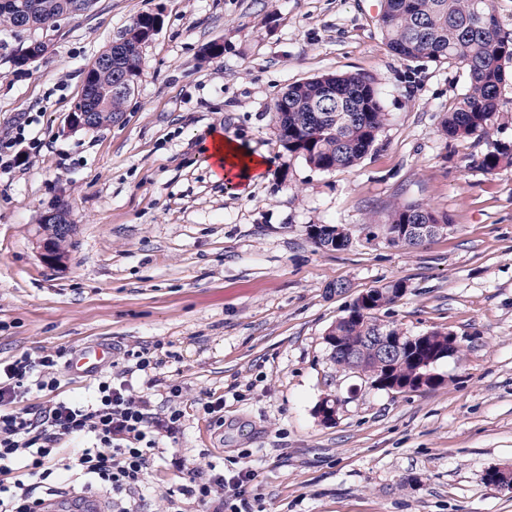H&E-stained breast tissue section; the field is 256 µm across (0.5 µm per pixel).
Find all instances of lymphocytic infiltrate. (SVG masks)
<instances>
[{"label":"lymphocytic infiltrate","mask_w":512,"mask_h":512,"mask_svg":"<svg viewBox=\"0 0 512 512\" xmlns=\"http://www.w3.org/2000/svg\"><path fill=\"white\" fill-rule=\"evenodd\" d=\"M67 355L61 349L0 360V512H44L61 493L55 481L61 470L69 472L72 489L97 490L114 512H133L129 503L142 496L161 442L183 430L180 385L168 384L163 406L152 401L163 363L155 349L127 350L124 366L99 371L79 400L59 392ZM39 393L46 402L29 405L28 397ZM75 439L88 440V447H72ZM171 464L185 474L180 495L210 512H252V467L228 472L223 462L200 465L184 456Z\"/></svg>","instance_id":"f902f5d3"}]
</instances>
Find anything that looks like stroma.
Returning a JSON list of instances; mask_svg holds the SVG:
<instances>
[{"label":"stroma","mask_w":512,"mask_h":512,"mask_svg":"<svg viewBox=\"0 0 512 512\" xmlns=\"http://www.w3.org/2000/svg\"><path fill=\"white\" fill-rule=\"evenodd\" d=\"M378 2L93 0L0 30V140L34 119L14 147L23 165L0 170V358L106 339L120 365L158 346L186 413L166 454L252 466L255 512H512V490L486 480L512 466V166L474 163L512 145V115L492 138L445 142L440 118L468 74L394 55ZM145 13L162 25L121 120L63 135L86 66ZM42 38L47 54L15 67ZM211 43L222 54L202 59ZM325 73L373 79L389 114L350 170H317L276 135L274 100ZM217 129L269 155L259 180H213ZM55 204L75 230L49 266L37 231ZM407 204L447 216V233L407 247L375 232ZM313 224L345 225L352 247L319 249ZM398 279L409 290L377 321L410 336L445 328L461 347L437 367L444 384L421 392L369 387L324 340L359 294ZM208 392L224 397L223 427L195 406ZM326 397L339 403L329 425L315 414Z\"/></svg>","instance_id":"1"}]
</instances>
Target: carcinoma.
I'll use <instances>...</instances> for the list:
<instances>
[{
    "label": "carcinoma",
    "mask_w": 512,
    "mask_h": 512,
    "mask_svg": "<svg viewBox=\"0 0 512 512\" xmlns=\"http://www.w3.org/2000/svg\"><path fill=\"white\" fill-rule=\"evenodd\" d=\"M90 2L8 0L0 5V26L16 32L24 24L37 28L83 12ZM381 28L391 51L403 60H446L467 70V93L441 118L444 138L491 136L504 108L512 103L504 96L509 85L507 64L512 62V32L499 24L496 0H383ZM105 52L111 62L96 72L100 87L110 88L119 76L141 72V50L134 44L115 40ZM127 101L128 97L114 94L86 108L100 113L105 126L123 116ZM272 112L282 145L322 171L356 166L377 140L388 116L377 84L359 74H325L294 83L273 102ZM479 166L489 174L512 166V147L496 145L480 158ZM446 223L447 217L423 206L406 205L391 211L382 231L391 244L414 247L436 237L435 231L424 233L420 226ZM309 235L318 247L329 251H344L353 243L341 224L312 225ZM406 287L407 282L399 279L369 290V302L349 308L350 320L338 319L331 325L327 335L342 336L347 345L356 346L352 357L328 348L334 364L367 380L388 377L376 351V336L394 327L377 322L372 314L401 299L393 289ZM450 335L443 329L430 331L428 346L405 353L396 370L403 376L414 374L428 360V353Z\"/></svg>",
    "instance_id": "carcinoma-1"
}]
</instances>
